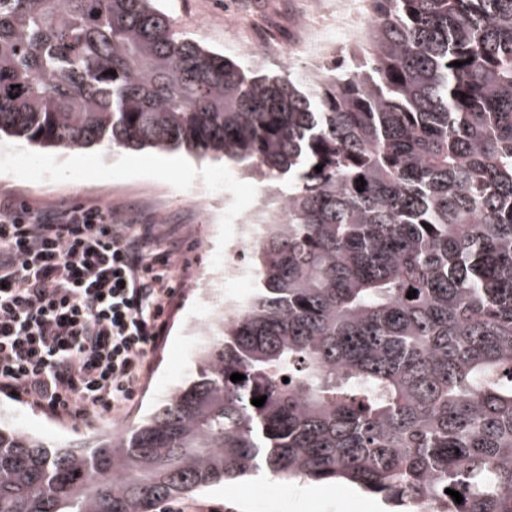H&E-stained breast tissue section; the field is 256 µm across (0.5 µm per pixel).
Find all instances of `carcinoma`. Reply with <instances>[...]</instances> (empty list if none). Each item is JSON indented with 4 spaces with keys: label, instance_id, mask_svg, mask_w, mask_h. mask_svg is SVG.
I'll return each mask as SVG.
<instances>
[{
    "label": "carcinoma",
    "instance_id": "carcinoma-1",
    "mask_svg": "<svg viewBox=\"0 0 512 512\" xmlns=\"http://www.w3.org/2000/svg\"><path fill=\"white\" fill-rule=\"evenodd\" d=\"M371 2L365 61L282 76L152 0H0V135L288 175L197 378L83 447L0 426V512H153L261 468L512 512V0Z\"/></svg>",
    "mask_w": 512,
    "mask_h": 512
}]
</instances>
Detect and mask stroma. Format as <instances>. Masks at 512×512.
<instances>
[{
  "label": "stroma",
  "instance_id": "obj_1",
  "mask_svg": "<svg viewBox=\"0 0 512 512\" xmlns=\"http://www.w3.org/2000/svg\"><path fill=\"white\" fill-rule=\"evenodd\" d=\"M153 0L178 34L244 65L282 63L272 48L288 50L303 71L299 46L305 26L316 21L339 30L342 7L369 9L368 0ZM288 190L283 179H261L224 158L189 152L92 146L43 147L0 137V197L27 201L51 211L68 205L108 206L121 224H164L179 238L178 263L185 282L167 311L165 338L151 357L145 385L123 416L81 425L54 418L0 395V420L50 444H79L103 431L123 432L161 406L166 396L193 379L198 357L211 341L213 312L194 282L212 263L223 261L216 239L230 236L256 206L271 208ZM218 512H386L379 496L355 487L317 482L307 486L270 480L265 474L213 485L184 497Z\"/></svg>",
  "mask_w": 512,
  "mask_h": 512
}]
</instances>
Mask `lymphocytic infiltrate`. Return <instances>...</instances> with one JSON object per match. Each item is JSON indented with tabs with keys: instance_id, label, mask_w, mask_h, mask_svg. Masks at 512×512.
<instances>
[{
	"instance_id": "obj_1",
	"label": "lymphocytic infiltrate",
	"mask_w": 512,
	"mask_h": 512,
	"mask_svg": "<svg viewBox=\"0 0 512 512\" xmlns=\"http://www.w3.org/2000/svg\"><path fill=\"white\" fill-rule=\"evenodd\" d=\"M160 235L108 207L49 215L0 199V393L76 424L122 415L176 291Z\"/></svg>"
}]
</instances>
